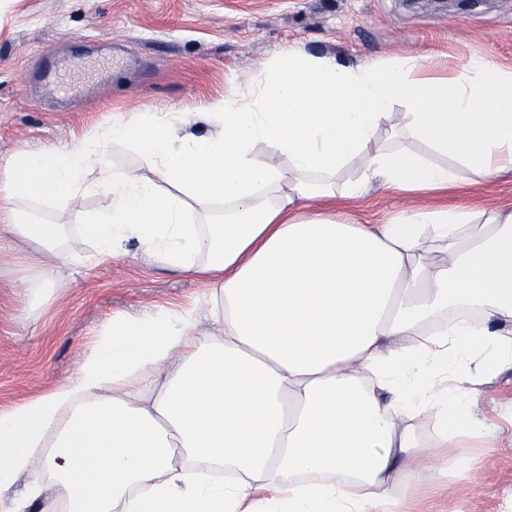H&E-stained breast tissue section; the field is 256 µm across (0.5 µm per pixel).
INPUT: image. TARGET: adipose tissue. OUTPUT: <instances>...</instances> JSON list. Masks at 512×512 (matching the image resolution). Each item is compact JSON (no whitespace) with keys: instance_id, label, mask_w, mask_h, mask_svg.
Listing matches in <instances>:
<instances>
[{"instance_id":"adipose-tissue-1","label":"adipose tissue","mask_w":512,"mask_h":512,"mask_svg":"<svg viewBox=\"0 0 512 512\" xmlns=\"http://www.w3.org/2000/svg\"><path fill=\"white\" fill-rule=\"evenodd\" d=\"M416 69L293 49L199 113L208 134L143 112L9 161L0 236L34 246L31 303L53 293L41 254L90 265L133 240L148 263L205 278L218 330L191 335L192 308L110 319L73 376L0 411L5 512H401L419 478L408 422L429 417L443 449L495 433L478 399L512 372V207L416 206L384 224L305 213L374 184L512 169V70L474 57L448 83ZM108 142L156 180L111 170ZM92 190L107 203L81 224L30 218L28 203ZM36 463L53 497L36 479L11 495Z\"/></svg>"}]
</instances>
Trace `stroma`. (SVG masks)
Here are the masks:
<instances>
[{
	"label": "stroma",
	"mask_w": 512,
	"mask_h": 512,
	"mask_svg": "<svg viewBox=\"0 0 512 512\" xmlns=\"http://www.w3.org/2000/svg\"><path fill=\"white\" fill-rule=\"evenodd\" d=\"M343 64L410 54L417 75L453 77L470 57L512 68V0H0V172L17 153L73 148L113 118L140 112L186 117L245 91L253 69L291 48ZM106 201L90 193L35 205V219L74 224ZM416 205L512 207V172L443 191L372 186L360 198L325 199L313 212H345L383 224ZM0 264V409L46 391L78 369L101 326L114 317L199 304L202 280L152 266L135 244L94 264H51L56 289L31 307L23 280L30 245L6 243ZM482 412L512 423V373L482 389ZM462 476H439L426 453L410 512H512V442L473 439Z\"/></svg>",
	"instance_id": "35a3bbf8"
}]
</instances>
